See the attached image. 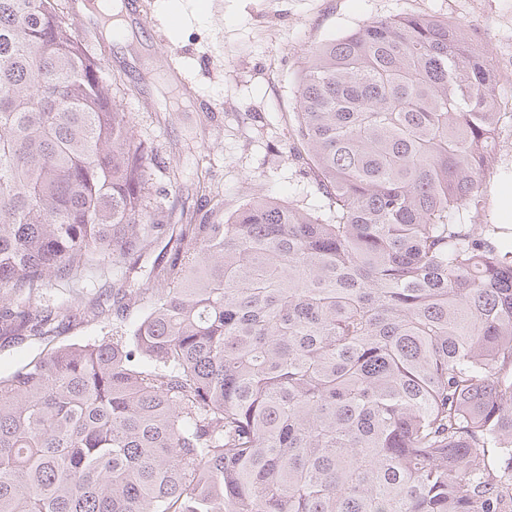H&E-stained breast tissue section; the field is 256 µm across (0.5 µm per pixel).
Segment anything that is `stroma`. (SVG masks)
<instances>
[{
	"label": "stroma",
	"instance_id": "obj_1",
	"mask_svg": "<svg viewBox=\"0 0 512 512\" xmlns=\"http://www.w3.org/2000/svg\"><path fill=\"white\" fill-rule=\"evenodd\" d=\"M151 25L125 47L106 43L105 80L160 165L154 179L164 210L199 202L197 170H206L221 218L250 198L273 196L306 209L322 206L296 126V78L309 52L381 19L406 15L461 25L486 55L512 42V0H142ZM178 60L193 95L168 80ZM181 171L170 182L166 167ZM512 190V127L500 130L496 171L467 224L512 219L499 204Z\"/></svg>",
	"mask_w": 512,
	"mask_h": 512
}]
</instances>
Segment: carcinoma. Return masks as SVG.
<instances>
[{
  "label": "carcinoma",
  "instance_id": "1",
  "mask_svg": "<svg viewBox=\"0 0 512 512\" xmlns=\"http://www.w3.org/2000/svg\"><path fill=\"white\" fill-rule=\"evenodd\" d=\"M497 99L462 26L372 21L297 78L323 211L175 220L59 0H0V341L143 309L0 376V512H502L512 247L451 219ZM102 264L92 307L32 302Z\"/></svg>",
  "mask_w": 512,
  "mask_h": 512
}]
</instances>
